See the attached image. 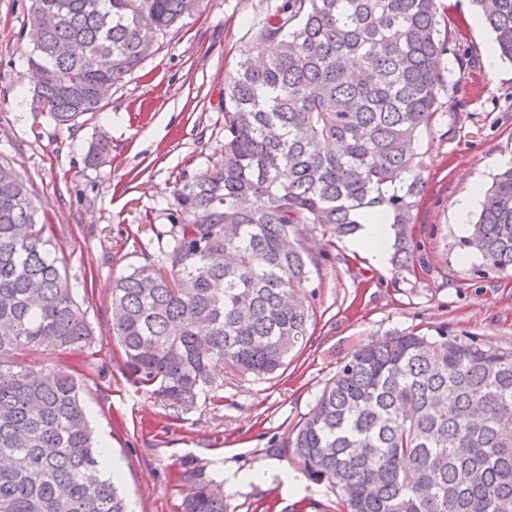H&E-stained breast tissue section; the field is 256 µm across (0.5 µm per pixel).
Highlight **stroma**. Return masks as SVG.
<instances>
[{"mask_svg":"<svg viewBox=\"0 0 512 512\" xmlns=\"http://www.w3.org/2000/svg\"><path fill=\"white\" fill-rule=\"evenodd\" d=\"M31 0H0V164L27 184L79 290L94 328L98 378L82 354H34L39 368L81 373L91 423L122 474L132 512H179L182 462L225 478L232 512H339L330 485L309 480L281 446L324 383L361 345L395 331L447 326L512 350V276L460 245L455 206L473 177L490 184L497 159H512V62L486 65L490 31L470 0H444L462 19L466 67L448 63L454 89L416 142L423 190L411 226L408 270L376 269L351 237L303 235L316 264L300 292L313 312L311 338L286 369L254 381L224 368L214 395L182 420H165L158 398L121 369L111 335L110 288L134 267L160 259L154 228L167 222L177 181L212 166L224 144V84L271 0H206L160 37L154 52L112 89L104 108L76 126L33 108L25 57ZM106 138L110 162L88 166L90 142ZM262 470L257 480L246 473Z\"/></svg>","mask_w":512,"mask_h":512,"instance_id":"1","label":"stroma"}]
</instances>
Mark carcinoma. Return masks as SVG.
<instances>
[{"mask_svg":"<svg viewBox=\"0 0 512 512\" xmlns=\"http://www.w3.org/2000/svg\"><path fill=\"white\" fill-rule=\"evenodd\" d=\"M205 0H32L33 101L59 126L99 112L98 92ZM512 60V0H471ZM439 0H276L224 86V154L180 178L163 265L111 288L113 340L130 382L166 416L195 408L228 365L255 380L307 344L293 301L314 259L293 228L351 234L361 211L392 214V264L409 269L422 191L414 144L449 83L461 24ZM101 139L87 153L103 163ZM410 183L396 189L403 174ZM27 187L0 164V512H129L78 377L35 370L27 350L91 353L74 284ZM462 245L512 271V167L495 175ZM512 352L439 327L371 340L339 365L281 446L341 512H512ZM181 512H229L224 480L185 462Z\"/></svg>","mask_w":512,"mask_h":512,"instance_id":"carcinoma-1","label":"carcinoma"}]
</instances>
